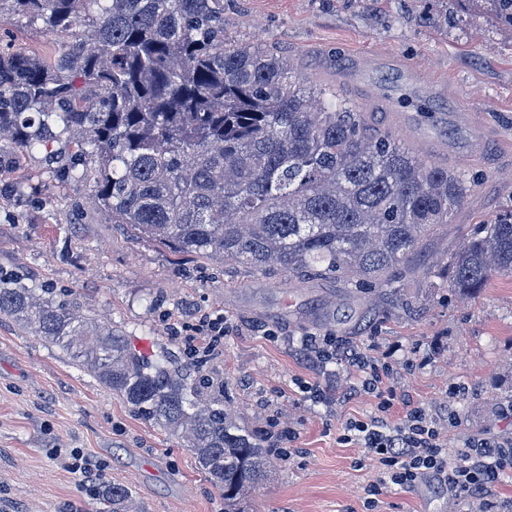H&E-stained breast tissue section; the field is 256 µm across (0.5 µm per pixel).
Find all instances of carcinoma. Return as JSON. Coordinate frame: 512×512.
Here are the masks:
<instances>
[{"label": "carcinoma", "mask_w": 512, "mask_h": 512, "mask_svg": "<svg viewBox=\"0 0 512 512\" xmlns=\"http://www.w3.org/2000/svg\"><path fill=\"white\" fill-rule=\"evenodd\" d=\"M42 21L54 55L0 44V135L13 153L44 150L63 180L92 184L110 223L179 255L343 277L398 296L396 272L425 237L452 223L464 175L427 165L390 132L306 82L272 47L227 37L224 0H0ZM512 27V0H491ZM90 27L101 48L76 29ZM64 143L55 149L53 144ZM451 288L512 272V213L454 254ZM60 347L142 420L172 429L224 496V512L264 479L272 449L224 408V387L131 348L122 330L72 295L0 274V322ZM128 512L120 485L104 504Z\"/></svg>", "instance_id": "1"}]
</instances>
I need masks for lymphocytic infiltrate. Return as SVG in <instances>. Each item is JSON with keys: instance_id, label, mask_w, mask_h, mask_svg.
I'll list each match as a JSON object with an SVG mask.
<instances>
[{"instance_id": "f902f5d3", "label": "lymphocytic infiltrate", "mask_w": 512, "mask_h": 512, "mask_svg": "<svg viewBox=\"0 0 512 512\" xmlns=\"http://www.w3.org/2000/svg\"><path fill=\"white\" fill-rule=\"evenodd\" d=\"M391 406L390 399H382L373 416L347 423L342 439L365 449L386 466L392 484L406 488L431 474L450 490L478 497L512 471V442L480 440L452 450L442 438L440 419L424 407L410 408L403 420L394 424L388 418ZM53 454L84 490L96 492L97 480L106 473L100 458L80 448H57Z\"/></svg>"}]
</instances>
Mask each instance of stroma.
Returning <instances> with one entry per match:
<instances>
[{
    "instance_id": "stroma-1",
    "label": "stroma",
    "mask_w": 512,
    "mask_h": 512,
    "mask_svg": "<svg viewBox=\"0 0 512 512\" xmlns=\"http://www.w3.org/2000/svg\"><path fill=\"white\" fill-rule=\"evenodd\" d=\"M224 22L233 39L281 49L319 87L335 86L340 52L420 62L441 82L437 111L469 102L500 143L495 161L478 151L456 162L468 192L453 222L402 267L400 298L174 255L110 223L89 203V185L58 181L39 151L0 172V270L32 288L71 291L148 356L164 347L183 355L175 328L202 312L222 316L224 352L199 361L201 372L223 380L239 423L292 452L274 456L243 512H474L443 486L381 482L379 463L340 443L346 423L372 414L379 396L356 368L315 364L302 341L337 336L390 362L392 423L411 401L454 413L449 447L512 440V273L493 274L464 298L449 287L450 259L465 239L512 211V33L487 0H224ZM4 32L25 51L58 44L42 22L7 13ZM53 447L104 460L105 484L127 488L140 512H224L179 436L139 419L63 350L1 322L0 512H99L98 498L50 458Z\"/></svg>"
}]
</instances>
